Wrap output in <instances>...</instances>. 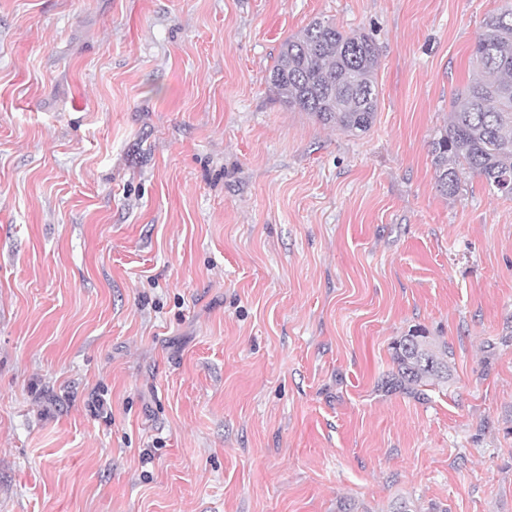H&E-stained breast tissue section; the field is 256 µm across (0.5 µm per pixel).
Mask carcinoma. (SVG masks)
<instances>
[{
  "mask_svg": "<svg viewBox=\"0 0 512 512\" xmlns=\"http://www.w3.org/2000/svg\"><path fill=\"white\" fill-rule=\"evenodd\" d=\"M472 63V79L431 144L437 184L452 196L468 170L493 192L512 198V6L484 18ZM378 65L371 36L316 19L282 43L270 82L289 107L358 135L376 117ZM453 356L447 343L414 329L394 341L396 370L382 379L381 389L423 400L426 387L448 382Z\"/></svg>",
  "mask_w": 512,
  "mask_h": 512,
  "instance_id": "cac0c4a2",
  "label": "carcinoma"
}]
</instances>
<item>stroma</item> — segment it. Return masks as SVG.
Masks as SVG:
<instances>
[{
  "label": "stroma",
  "mask_w": 512,
  "mask_h": 512,
  "mask_svg": "<svg viewBox=\"0 0 512 512\" xmlns=\"http://www.w3.org/2000/svg\"><path fill=\"white\" fill-rule=\"evenodd\" d=\"M507 2L0 0V512H512V200L431 155ZM316 19L366 134L270 88ZM379 56L368 34L316 19L282 43L271 86L289 107L358 135L376 117ZM453 350L437 342L422 329H413L394 341L392 360L396 367L381 381V389L399 391L417 400L427 399L421 387L448 383L452 372Z\"/></svg>",
  "instance_id": "obj_1"
}]
</instances>
